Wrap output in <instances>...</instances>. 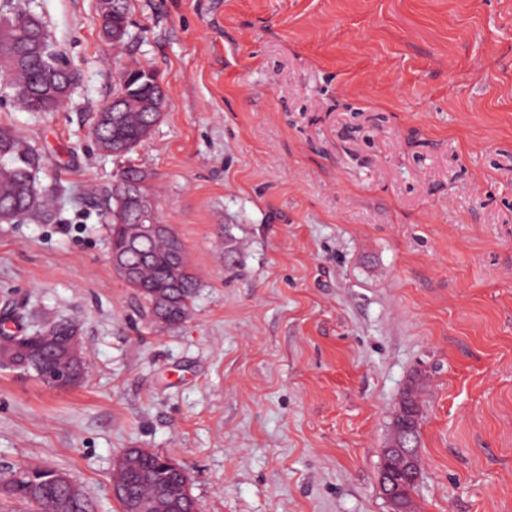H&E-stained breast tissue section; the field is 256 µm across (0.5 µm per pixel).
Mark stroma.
<instances>
[{"mask_svg": "<svg viewBox=\"0 0 512 512\" xmlns=\"http://www.w3.org/2000/svg\"><path fill=\"white\" fill-rule=\"evenodd\" d=\"M80 74L54 112L0 99L43 155L47 216L0 223V321L74 322L85 381L0 368V473L65 471L119 512L148 448L201 512H389L382 450L418 375L415 512H512V0H14ZM165 108L128 159L93 127L121 71ZM199 288L152 322L115 273L125 162Z\"/></svg>", "mask_w": 512, "mask_h": 512, "instance_id": "35a3bbf8", "label": "stroma"}]
</instances>
